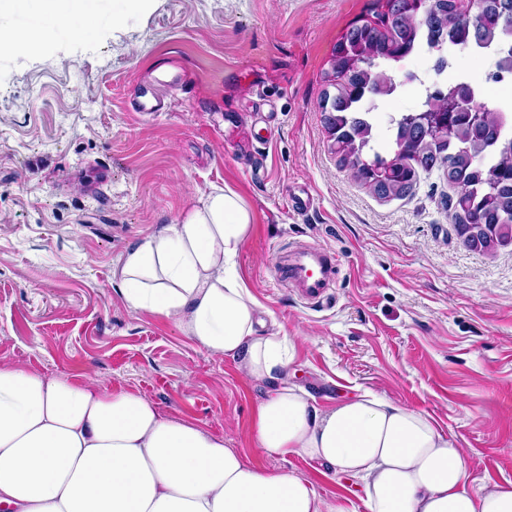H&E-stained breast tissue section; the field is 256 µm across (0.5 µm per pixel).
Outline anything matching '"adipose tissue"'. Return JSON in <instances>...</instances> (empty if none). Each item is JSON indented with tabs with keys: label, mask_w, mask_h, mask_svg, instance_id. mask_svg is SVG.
<instances>
[{
	"label": "adipose tissue",
	"mask_w": 512,
	"mask_h": 512,
	"mask_svg": "<svg viewBox=\"0 0 512 512\" xmlns=\"http://www.w3.org/2000/svg\"><path fill=\"white\" fill-rule=\"evenodd\" d=\"M91 0H0L73 29ZM252 229L228 188L201 193L171 224L129 244L119 294L175 320L185 336L267 384L255 445L359 480L368 512H512V489L472 487L466 456L427 413L368 390L326 405L289 382L299 337L266 323L235 259ZM0 512H354L348 493L321 497L305 478L248 462L152 400L0 364Z\"/></svg>",
	"instance_id": "ef3b65f1"
}]
</instances>
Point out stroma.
I'll use <instances>...</instances> for the list:
<instances>
[{
  "instance_id": "1",
  "label": "stroma",
  "mask_w": 512,
  "mask_h": 512,
  "mask_svg": "<svg viewBox=\"0 0 512 512\" xmlns=\"http://www.w3.org/2000/svg\"><path fill=\"white\" fill-rule=\"evenodd\" d=\"M381 4L142 0L87 19L93 37L48 30L29 51L0 52V363L94 375L335 494L316 463L256 452L266 385L119 295L124 247L225 185L254 215L237 257L250 293L305 338L291 381L321 404L370 389L424 411L464 449L473 486L512 489V245L468 249L438 175L380 199L329 150L323 74L347 28ZM434 56L423 45L393 64L395 89L371 113L382 146L392 118L422 108L403 80L434 82ZM452 59L485 103L512 106L487 56ZM148 87L163 111H133ZM300 247L336 262L322 302L278 274Z\"/></svg>"
}]
</instances>
